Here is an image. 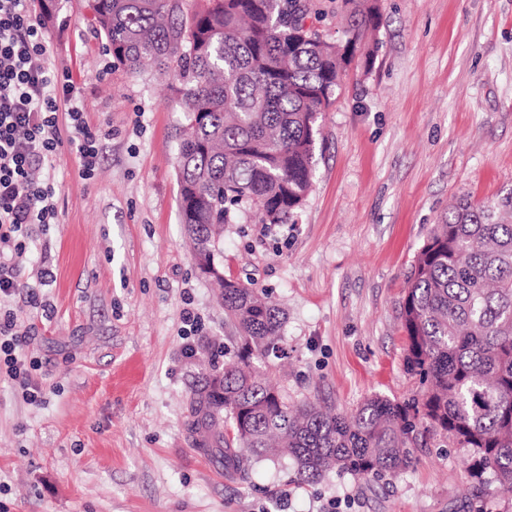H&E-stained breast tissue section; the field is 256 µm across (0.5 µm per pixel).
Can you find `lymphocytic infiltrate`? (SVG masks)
<instances>
[{
  "label": "lymphocytic infiltrate",
  "instance_id": "lymphocytic-infiltrate-1",
  "mask_svg": "<svg viewBox=\"0 0 512 512\" xmlns=\"http://www.w3.org/2000/svg\"><path fill=\"white\" fill-rule=\"evenodd\" d=\"M43 24L28 0H0V301L22 290L18 260L32 227L57 216L53 182L34 181L33 171L52 169L60 146H75L81 174L98 165L95 133L87 125L69 73L50 71ZM26 334L15 309L0 316V352L11 377L22 379L25 396L37 400L32 373L37 361L21 352Z\"/></svg>",
  "mask_w": 512,
  "mask_h": 512
}]
</instances>
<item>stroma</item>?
Wrapping results in <instances>:
<instances>
[{"instance_id": "obj_1", "label": "stroma", "mask_w": 512, "mask_h": 512, "mask_svg": "<svg viewBox=\"0 0 512 512\" xmlns=\"http://www.w3.org/2000/svg\"><path fill=\"white\" fill-rule=\"evenodd\" d=\"M93 2L58 0L44 21V63L70 73L100 154L88 180L67 144L34 175L52 177L58 217L34 226L21 280L53 311L22 313L37 401L0 361V512H467L456 448L419 449L379 482L314 483L286 457L238 475L201 448L192 397L233 331L181 224L174 135L188 117L169 76L114 62ZM379 5L375 64L344 73L293 223L241 214L215 257L284 314L273 384L340 413L416 390L400 317L416 253L456 197L512 187V0Z\"/></svg>"}]
</instances>
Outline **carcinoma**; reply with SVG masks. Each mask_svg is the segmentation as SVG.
Segmentation results:
<instances>
[{
  "label": "carcinoma",
  "mask_w": 512,
  "mask_h": 512,
  "mask_svg": "<svg viewBox=\"0 0 512 512\" xmlns=\"http://www.w3.org/2000/svg\"><path fill=\"white\" fill-rule=\"evenodd\" d=\"M342 8L341 46L306 26L311 0H95L113 60L133 73L149 61L176 82L189 120L175 133L179 209L194 251L217 254L222 225L243 208L263 224L294 222L341 72L358 52L374 64L362 42L380 27L378 0ZM221 283L237 346L195 392L191 416L214 432L225 469L282 453L300 481L332 469L371 480L439 445L463 451L468 512H498L497 488L512 487V188L490 202L457 198L419 248L401 310L418 388L403 400L374 396L348 414L288 405L254 366L285 355L283 313Z\"/></svg>",
  "instance_id": "cac0c4a2"
}]
</instances>
